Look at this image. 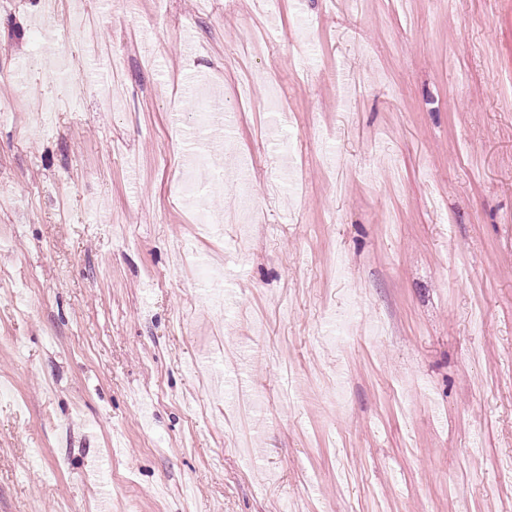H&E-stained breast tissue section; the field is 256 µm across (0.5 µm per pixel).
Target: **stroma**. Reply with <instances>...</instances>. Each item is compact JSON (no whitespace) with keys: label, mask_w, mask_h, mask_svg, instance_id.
Segmentation results:
<instances>
[{"label":"stroma","mask_w":512,"mask_h":512,"mask_svg":"<svg viewBox=\"0 0 512 512\" xmlns=\"http://www.w3.org/2000/svg\"><path fill=\"white\" fill-rule=\"evenodd\" d=\"M1 101L0 512H512V0H0ZM219 103L209 97H200L197 100L195 122L199 128H207L211 125L222 123L224 115L215 112ZM213 171L205 154H200L193 159V166L183 180V197L186 203L198 208V193L202 183L211 178L214 180Z\"/></svg>","instance_id":"35a3bbf8"}]
</instances>
